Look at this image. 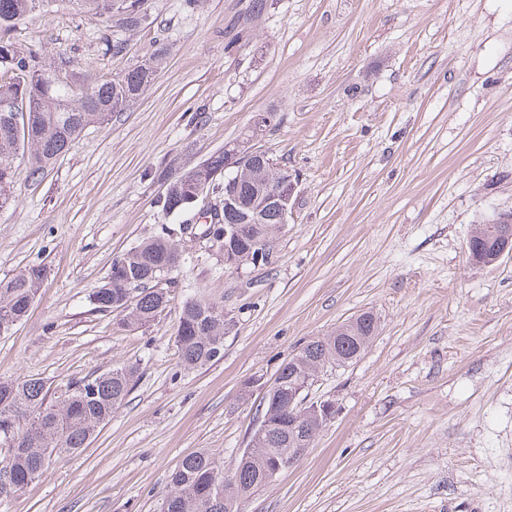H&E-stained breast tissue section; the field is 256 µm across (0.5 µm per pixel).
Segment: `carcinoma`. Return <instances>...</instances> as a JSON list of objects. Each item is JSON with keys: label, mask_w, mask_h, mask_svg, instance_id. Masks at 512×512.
I'll return each instance as SVG.
<instances>
[{"label": "carcinoma", "mask_w": 512, "mask_h": 512, "mask_svg": "<svg viewBox=\"0 0 512 512\" xmlns=\"http://www.w3.org/2000/svg\"><path fill=\"white\" fill-rule=\"evenodd\" d=\"M56 0H0V102L24 97L29 105L27 136L18 137L12 129L11 113L0 112V210L14 204L16 170L11 159L19 149L29 153L28 177L44 174L75 143L84 128L103 123L112 113L122 111L155 81L165 55L152 58L109 80H93L70 62L46 63L33 52L18 54L11 38L17 22L29 15L46 13ZM79 9L112 26V15L120 14L119 24L137 27L147 21L143 0H77ZM58 70L70 81L43 79ZM82 86L93 103L72 99L70 84ZM225 153L171 180L170 191L162 199L166 214L193 209L196 190L210 185L224 171ZM289 179L288 171L269 168L256 158L236 170L233 192L248 202L261 183L279 184ZM229 235H224V231ZM281 230L278 208L268 207L261 224L245 222L240 206L224 210L221 217L204 225L202 235L218 247L249 262L252 241H269ZM174 233L154 236L117 258L107 282L89 294V301L100 311H121L118 327L145 325L167 307L169 289L159 281L176 270L183 252ZM47 270L31 265L8 281H0V335L10 332L28 315L42 287ZM231 329L224 308L205 298L183 301L174 342L182 365L194 369L220 359L224 335ZM379 329L377 317L363 312L336 327L330 335L309 341L278 371L277 391L264 398L259 427L242 452L235 473L227 477L212 453L189 455L168 475L169 490L159 512H240L242 501L268 484L276 460L294 448H309L317 428L290 426L288 392L305 379L314 377L328 364L343 365L359 357ZM137 368L118 365L94 372L66 384L64 391L48 400L50 387L39 378L0 377V447L7 455L0 459V496H15L44 470L54 454H74L91 443L97 429L108 422L132 388Z\"/></svg>", "instance_id": "cac0c4a2"}]
</instances>
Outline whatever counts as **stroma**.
Here are the masks:
<instances>
[{"label": "stroma", "mask_w": 512, "mask_h": 512, "mask_svg": "<svg viewBox=\"0 0 512 512\" xmlns=\"http://www.w3.org/2000/svg\"><path fill=\"white\" fill-rule=\"evenodd\" d=\"M106 27L72 0L18 22L21 50L112 77L158 47L154 83L87 127L0 211V280L48 274L0 336V377L51 387L118 364L139 376L73 455L0 512H158L189 454L234 472L261 383L308 341L373 313L377 335L309 391L335 413L293 468L241 512H512V257L473 265L476 224L512 211V0H144ZM122 54L105 53V38ZM270 123L258 143L295 184L266 265L226 267L180 241L168 307L119 329L88 296L113 261L163 229L167 179ZM223 305L224 355L187 371L173 334L187 296ZM257 381L249 398L245 383Z\"/></svg>", "instance_id": "1"}]
</instances>
